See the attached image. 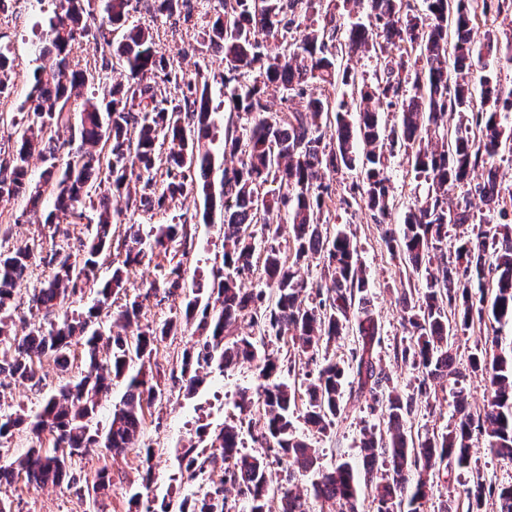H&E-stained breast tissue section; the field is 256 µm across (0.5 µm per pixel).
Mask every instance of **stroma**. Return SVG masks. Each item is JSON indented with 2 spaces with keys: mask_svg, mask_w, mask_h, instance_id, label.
Instances as JSON below:
<instances>
[{
  "mask_svg": "<svg viewBox=\"0 0 512 512\" xmlns=\"http://www.w3.org/2000/svg\"><path fill=\"white\" fill-rule=\"evenodd\" d=\"M219 6V0H197L193 17L188 22L182 16L174 15L155 23L142 8L130 14L133 23L153 24L158 51L179 66L186 76H193L200 69L211 76V90L216 97L224 90V63L220 56L205 51L202 42L206 23ZM52 11L51 0H45L41 5L36 0H10L7 10L0 12V46L9 47L14 57V92L9 97L0 98V113L17 111L25 99L29 77L36 66L29 43L37 33L47 29ZM105 50L102 40L89 36L76 42L70 54L73 68L93 70L94 88L99 93L113 77L112 70L98 67ZM175 215L188 218L194 233V245L182 259L185 286L164 301L145 302L137 326L128 327V335H136L138 326L156 325L168 317L183 315L192 297L193 284L210 285L214 271L222 266L224 214L217 210L206 211L203 196L194 191L165 212L145 211L134 206L124 210L112 227L116 246L100 261V280L110 279L113 269L123 260L124 251L117 243L129 226H138L146 232L156 225L170 223ZM332 224L353 233L366 267V296L381 325V342L376 348L377 366L390 377L400 394H416L421 372L395 354L396 347L407 345L411 338L410 328L397 303L408 283L405 270L388 252L381 239V230L371 222L367 210L354 207L345 212L337 211ZM56 229L67 232L74 245L88 240L93 231L92 225L85 221L78 224L63 221L56 226L47 224L42 213L26 209L18 199L0 202V250L8 251L30 243L35 246L24 287L30 288L48 279L51 268L45 258L54 247L51 234ZM170 268L164 256L146 254L140 265L129 269L127 293L117 297V305H124L127 297L145 293L151 282L167 277ZM196 327V321H189L181 335L162 342L152 356V372L166 385L167 391L161 403L146 409L138 442L139 448L148 447L153 452L150 481L142 479L143 468L137 450L115 457L104 449L93 448L74 459L72 468L77 478L74 485L62 483L34 489L21 478L0 485V500L7 503L11 512H145L149 506L157 510L164 503L178 504L183 498L220 483L224 477L222 464L207 466L202 478L189 481L180 475L178 458L182 450L190 446L209 449L225 420L234 417L239 391L244 388L256 390L262 379L255 366L246 364L223 373L209 368L202 370L203 381L193 389L179 382L183 352L199 338ZM493 336L500 337L503 344L512 343V325L476 327L453 337L451 350L460 369H467L471 353ZM70 358L72 369L66 375L61 374L52 358H43L37 366L41 382L36 387L18 384L8 374H0V416L37 411L48 395L57 392L67 380L77 379L84 361L82 344H73ZM454 390L453 383L446 380L430 382L429 394L419 396L414 413L406 420L407 428L422 434L446 432L456 419ZM381 423L378 412L362 403L349 407L346 414L337 418L331 430L311 437L310 442L318 449L323 467H332L343 460L357 465L361 462L359 440L362 428ZM471 463V468L441 473L430 483L423 512H442L444 506L464 499V490L472 481L471 470L475 467L479 468L486 482L512 485V462L491 453L483 436L473 439ZM102 469L110 472L112 486L107 495L94 498L89 489ZM136 491L140 492L141 501L132 500L131 495Z\"/></svg>",
  "mask_w": 512,
  "mask_h": 512,
  "instance_id": "obj_1",
  "label": "stroma"
}]
</instances>
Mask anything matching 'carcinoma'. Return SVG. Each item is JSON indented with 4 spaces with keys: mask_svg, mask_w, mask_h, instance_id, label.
<instances>
[{
    "mask_svg": "<svg viewBox=\"0 0 512 512\" xmlns=\"http://www.w3.org/2000/svg\"><path fill=\"white\" fill-rule=\"evenodd\" d=\"M352 9L366 11L368 23L340 22L322 11V0H222L204 32L208 51L224 56V167L219 198L224 210V267L214 275L208 300L195 289L186 304L185 318H199L204 337L185 350L181 378L192 386L203 368L219 371L242 362L258 361L265 384L257 393L238 394L237 419L224 424L211 448L224 461V479L216 487L179 504V512H233L226 485L236 489L247 512H270V498L278 496V512H310L309 503L339 506L358 512L359 482L347 461L321 468L317 450L297 434L304 424L319 434L344 411V386L358 397L368 396L380 406L387 430L361 431L363 468L370 476L382 471L373 491L376 512H419L429 475L440 467H469L474 433L488 438L492 452L512 460V350L502 351L498 340L473 354L469 367L482 375L490 389L487 404L467 405L462 373L448 348V337L466 332L476 322L512 324V184L497 178L496 161L512 155V89H504L491 72L474 74L475 58L499 55V31H486L476 46L471 34L476 0H425L422 12L410 0H347ZM131 0H56L45 36L36 52L41 64L30 77L31 89L9 116L18 137L0 149V201L25 199L32 211L44 204L43 190L31 183L29 159L38 155L46 164L44 185L54 194L46 223L59 218L77 224L83 207L98 211L96 232L83 244L82 257L71 260L69 244L49 256V278L28 292L30 306L45 311L49 327L32 328L18 337L9 327L10 309L21 296V284L32 258L29 246L0 251V374L18 382L39 385L34 359L54 358L69 368L68 352L75 339L84 346V375L46 398L34 416L0 418V439L26 427L38 439L53 436V451L32 447L18 461L33 487L60 484L70 475L69 462L91 448L114 455L135 449L141 436L144 409L162 399L164 388L145 369L157 345L182 332L178 319L146 326L132 340L119 333L104 335L93 328L103 306L125 290V268L138 265L144 240L135 231L123 241V266L96 292L88 315L59 313L70 297L97 283L98 258L111 248L110 198L131 197L130 182L140 185L137 202L145 210H162L186 191L200 189L213 206L210 180L215 160L208 146L214 125L209 77L178 72L155 47L151 25L130 24ZM190 0H153L151 21L176 13L189 21ZM121 31L105 41L112 57L121 61L120 78L98 96L82 88L89 74L71 68L70 52L78 38L91 30ZM372 49L376 55L371 84L341 67L338 54ZM11 51L0 47V98L12 94ZM280 87L285 108L271 113L264 100L267 87ZM332 94L316 93V88ZM80 122L70 123L72 108ZM386 112L397 120L387 125ZM335 129L324 140L323 129ZM167 147V167L158 174V150ZM404 154L414 176L428 184L426 196L415 204L401 228L392 223L394 200L388 174L391 158ZM64 166H58L61 156ZM359 171L349 195L338 208L367 209L382 230L393 257L426 272L425 288H405L401 303L411 327L412 343L401 356L428 378H445L457 385L458 418L448 432L417 442L404 423L413 412L414 397L385 391L390 378L376 368L372 349L380 326L368 307V288L357 247L344 231L330 232L322 219L332 200L329 176ZM277 184L269 193L265 186ZM464 189L457 202L449 193ZM477 196L485 209L471 210ZM289 223L294 260L287 262L275 242L282 236L279 221ZM264 237L262 265H257L255 231ZM466 224H483L480 237L450 235ZM193 241L187 222L160 224L150 249L175 254V246ZM453 251L447 253L445 248ZM317 262L320 279L309 284L298 278L296 266ZM260 272V287L245 290L241 282ZM318 304L306 303L307 289ZM142 303L132 300L114 324L127 326L138 317ZM245 323L250 333L230 335ZM355 325L359 351L343 366L324 358L317 372L306 378V404L296 408L295 390L286 375L292 372L281 349L270 343L295 338L303 353L316 355L323 346ZM140 362L129 375L130 363ZM126 379V392L102 432L91 431L100 397L112 382ZM263 415L258 431L252 414ZM264 449L257 455L243 446L244 434ZM292 462L288 487L269 483L270 461ZM180 470L191 480L204 473L194 449L184 450ZM313 474L303 491L295 481ZM468 512H481L485 498H496L498 512H512V486L495 488L473 475L466 492Z\"/></svg>",
    "mask_w": 512,
    "mask_h": 512,
    "instance_id": "1",
    "label": "carcinoma"
}]
</instances>
